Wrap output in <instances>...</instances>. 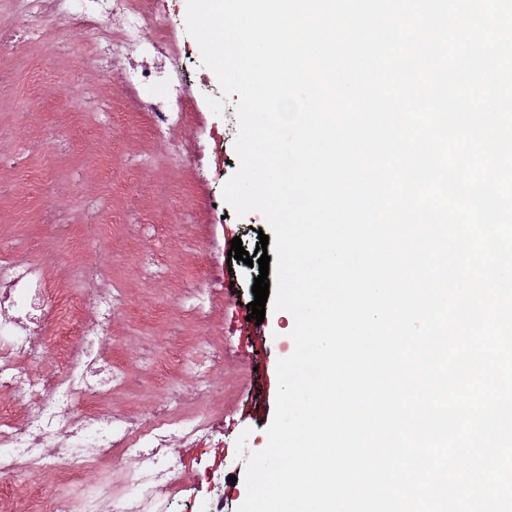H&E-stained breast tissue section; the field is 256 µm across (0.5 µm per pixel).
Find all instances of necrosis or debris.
Masks as SVG:
<instances>
[{
    "label": "necrosis or debris",
    "instance_id": "4bbe7bcc",
    "mask_svg": "<svg viewBox=\"0 0 512 512\" xmlns=\"http://www.w3.org/2000/svg\"><path fill=\"white\" fill-rule=\"evenodd\" d=\"M73 33L83 39L74 58L80 71H100L105 51L124 67L120 97L100 96L94 85L84 89L99 126L119 111L132 124L148 118L153 137L165 140L188 121L189 77L177 63L182 49L159 9L145 0H0V90L15 84L5 67L8 56L36 40L46 44L41 61L49 63L61 39ZM176 295L183 313L203 323L192 342L203 358L178 362L169 376L179 386L189 382L180 396L191 404L220 390L211 371L224 354L211 349L205 319L223 299V283L213 275L203 286L183 283ZM127 306L124 286L100 294L90 309L42 259L0 258V392L28 401L24 425L0 413V498L27 488L25 474L53 471L60 457L71 467L59 478L76 490L86 469L119 463L127 489L113 498L112 512H173L175 500L194 495L169 443L175 437L193 443L213 432L210 417L176 413L162 398L135 411L98 405L101 395L128 391L142 379L114 361L108 347L112 323ZM74 403L79 411L64 413ZM156 486L167 488L168 496L153 495Z\"/></svg>",
    "mask_w": 512,
    "mask_h": 512
}]
</instances>
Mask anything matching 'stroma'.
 <instances>
[{
    "instance_id": "stroma-1",
    "label": "stroma",
    "mask_w": 512,
    "mask_h": 512,
    "mask_svg": "<svg viewBox=\"0 0 512 512\" xmlns=\"http://www.w3.org/2000/svg\"><path fill=\"white\" fill-rule=\"evenodd\" d=\"M37 53H21L11 60L17 72L14 91L0 97V121L14 125L19 134L0 144V152L26 157L24 168L0 166V181L13 183V198L0 202V243H14L33 257L54 256V274L61 279L72 276V265L94 250L101 267L98 287L127 284L128 317L112 324V355L129 367H136L134 351L139 337H152L156 344V366L164 368L172 356L168 329L182 321L188 333H195V320L184 319L174 298V284L180 280L203 281L209 261L230 262L231 286L224 302L214 307L207 321L224 345V362L218 372L224 393L212 407L222 416L220 433L193 444L172 440L169 454L180 464L183 479L196 488L195 500L182 503L180 512H196L204 498H222L223 512H238L247 495L246 461L250 453L265 448L267 429L275 411L274 397L258 398L255 390L256 365H263L268 377H275L279 359L294 350L289 336L286 312H266L263 323L249 320L248 303L253 302L252 286L257 267L243 261H229L227 253L233 238H240L246 251H255L258 233L267 229L266 219L257 212L240 216L222 195V186L236 171L238 157L235 140L238 132L237 96L209 97L191 90L189 124L176 128L172 139L189 145L196 155L188 166L175 162L161 141L151 139L145 126L127 127L121 118L112 120L111 165L92 160L91 147L104 133L89 120L82 100V84H100L120 90L122 68L104 62L102 73L82 74L73 70L69 57L56 59L54 72L65 82V93L42 92L37 83L42 75ZM78 116L70 137L59 143L53 163L28 155V134L59 123L61 113ZM224 139V164L216 166L213 135ZM52 175L60 182L58 204L68 208L72 232L60 240L45 238L39 221L42 200L33 190L37 176ZM150 185L147 218L159 231L148 240H129L119 222L107 214L93 213L87 205L91 196H107L121 188L138 194ZM199 214L200 222L190 235L173 237L167 227L183 212ZM152 251L171 269L168 282L144 281L137 276V264L144 251ZM265 351L257 360L256 351Z\"/></svg>"
}]
</instances>
